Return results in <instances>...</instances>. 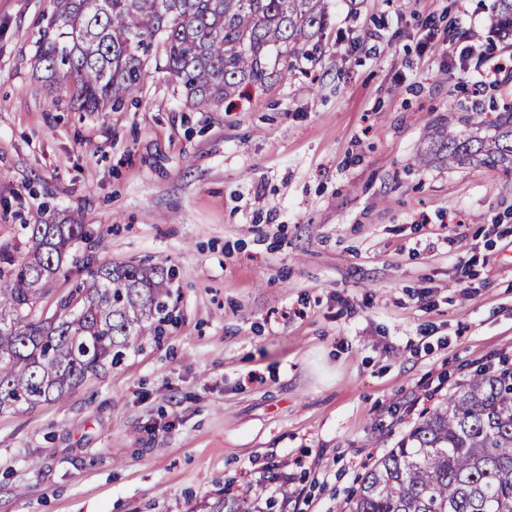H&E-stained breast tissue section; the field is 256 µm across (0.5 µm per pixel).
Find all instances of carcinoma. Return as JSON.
<instances>
[{
  "instance_id": "1",
  "label": "carcinoma",
  "mask_w": 512,
  "mask_h": 512,
  "mask_svg": "<svg viewBox=\"0 0 512 512\" xmlns=\"http://www.w3.org/2000/svg\"><path fill=\"white\" fill-rule=\"evenodd\" d=\"M493 23L512 36V0ZM328 27L324 0H54L35 57L38 78L69 92L71 107L117 110L164 69L196 107L241 85L264 86L272 64L301 53ZM465 133L437 128L425 152L450 165L512 172V111L468 114ZM31 249L0 265V410L59 400L120 361L135 336L167 312L170 270L151 263L84 264L80 308L34 319L45 282L60 271L85 224L28 225ZM342 512H512V368L479 371L449 394L360 478Z\"/></svg>"
}]
</instances>
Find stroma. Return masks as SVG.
Masks as SVG:
<instances>
[{
	"mask_svg": "<svg viewBox=\"0 0 512 512\" xmlns=\"http://www.w3.org/2000/svg\"><path fill=\"white\" fill-rule=\"evenodd\" d=\"M262 88L122 111L35 77L53 0H0V248L173 269L172 319L60 401L0 412V512H341L458 383L512 360V174L425 163L512 102L495 0H325ZM485 57L452 59V28ZM469 292H462L459 281Z\"/></svg>",
	"mask_w": 512,
	"mask_h": 512,
	"instance_id": "stroma-1",
	"label": "stroma"
}]
</instances>
